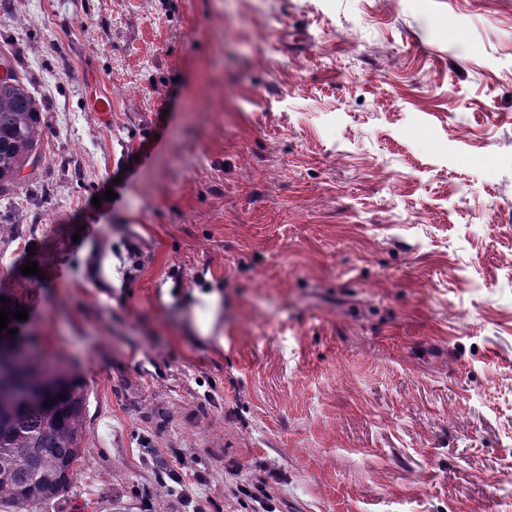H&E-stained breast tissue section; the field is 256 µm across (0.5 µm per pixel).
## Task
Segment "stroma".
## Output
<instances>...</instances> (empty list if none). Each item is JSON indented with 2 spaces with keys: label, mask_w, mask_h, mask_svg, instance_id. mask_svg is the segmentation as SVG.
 I'll return each instance as SVG.
<instances>
[{
  "label": "stroma",
  "mask_w": 512,
  "mask_h": 512,
  "mask_svg": "<svg viewBox=\"0 0 512 512\" xmlns=\"http://www.w3.org/2000/svg\"><path fill=\"white\" fill-rule=\"evenodd\" d=\"M0 51L75 512H512V0H0ZM0 197L6 196L35 168L42 157L41 108L15 70L14 57L0 54ZM38 162L32 165V158Z\"/></svg>",
  "instance_id": "1"
}]
</instances>
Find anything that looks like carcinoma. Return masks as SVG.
Here are the masks:
<instances>
[{
  "label": "carcinoma",
  "mask_w": 512,
  "mask_h": 512,
  "mask_svg": "<svg viewBox=\"0 0 512 512\" xmlns=\"http://www.w3.org/2000/svg\"><path fill=\"white\" fill-rule=\"evenodd\" d=\"M0 197L23 180L32 158L42 157L41 108L18 76L14 60L0 54ZM88 396L73 375L58 389L24 403L14 390L0 391V512H65L86 431Z\"/></svg>",
  "instance_id": "1"
}]
</instances>
